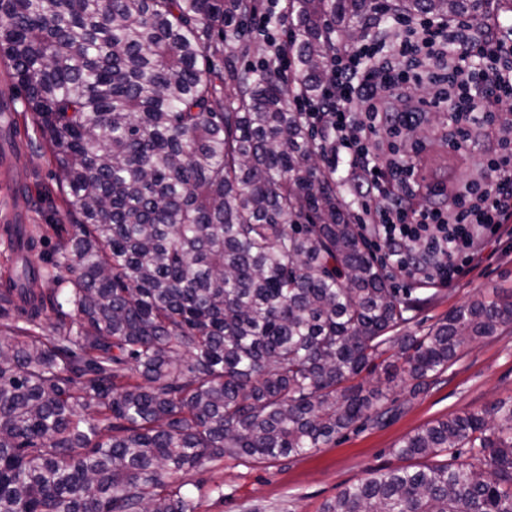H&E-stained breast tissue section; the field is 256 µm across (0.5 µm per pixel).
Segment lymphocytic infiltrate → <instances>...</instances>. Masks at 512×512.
<instances>
[{
	"label": "lymphocytic infiltrate",
	"mask_w": 512,
	"mask_h": 512,
	"mask_svg": "<svg viewBox=\"0 0 512 512\" xmlns=\"http://www.w3.org/2000/svg\"><path fill=\"white\" fill-rule=\"evenodd\" d=\"M340 45L318 100L296 99L325 170L343 172L348 212L393 276L452 284L512 226V26L499 18L377 10ZM444 112L438 134L472 174L425 181L429 143L410 131ZM427 197L417 207L413 198Z\"/></svg>",
	"instance_id": "1"
}]
</instances>
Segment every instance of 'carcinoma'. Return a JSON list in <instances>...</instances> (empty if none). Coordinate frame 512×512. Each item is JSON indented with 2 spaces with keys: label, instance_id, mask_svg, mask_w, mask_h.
I'll list each match as a JSON object with an SVG mask.
<instances>
[{
  "label": "carcinoma",
  "instance_id": "cac0c4a2",
  "mask_svg": "<svg viewBox=\"0 0 512 512\" xmlns=\"http://www.w3.org/2000/svg\"><path fill=\"white\" fill-rule=\"evenodd\" d=\"M488 0H399L487 15ZM258 0H0V58L79 215L50 256L26 225L0 291V512H196L181 475L336 440L512 322V290L393 335L411 306L375 264L298 97L320 92L372 0H286L283 73ZM59 320L43 326L51 309ZM322 512H512V403L419 429Z\"/></svg>",
  "mask_w": 512,
  "mask_h": 512
}]
</instances>
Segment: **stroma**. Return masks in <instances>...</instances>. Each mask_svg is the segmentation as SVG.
I'll return each instance as SVG.
<instances>
[{"label":"stroma","mask_w":512,"mask_h":512,"mask_svg":"<svg viewBox=\"0 0 512 512\" xmlns=\"http://www.w3.org/2000/svg\"><path fill=\"white\" fill-rule=\"evenodd\" d=\"M30 119H18L17 152L0 164V287L8 279L15 256L6 243L7 215L24 218L35 234L45 235L42 254L51 253L61 233L70 232L74 219L66 210L48 152L29 145ZM50 224L61 233L47 232ZM512 287V237L489 247L478 268L452 286L427 290L413 285L419 303L405 327L423 335L448 312L494 288ZM366 387L386 395L390 414L359 422L356 429L331 444L296 458L270 463L227 458L187 474L194 484L198 512H321L346 486L364 481L376 471L417 468L397 450L402 441L427 424L475 410L497 401H512V325L497 335L467 347L459 360L424 391L412 382L385 380L383 372L366 377Z\"/></svg>","instance_id":"obj_1"}]
</instances>
